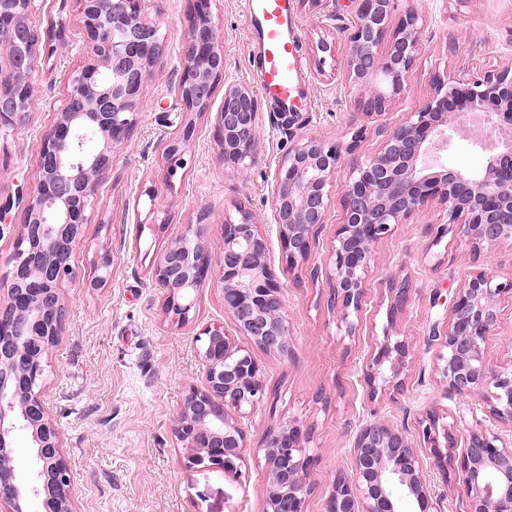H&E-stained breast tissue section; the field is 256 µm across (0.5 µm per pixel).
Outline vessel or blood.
<instances>
[{"instance_id":"obj_1","label":"vessel or blood","mask_w":512,"mask_h":512,"mask_svg":"<svg viewBox=\"0 0 512 512\" xmlns=\"http://www.w3.org/2000/svg\"><path fill=\"white\" fill-rule=\"evenodd\" d=\"M255 46L258 91L279 112H301L307 98L301 67V24L292 0H244Z\"/></svg>"}]
</instances>
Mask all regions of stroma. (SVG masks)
Listing matches in <instances>:
<instances>
[{
    "instance_id": "stroma-1",
    "label": "stroma",
    "mask_w": 512,
    "mask_h": 512,
    "mask_svg": "<svg viewBox=\"0 0 512 512\" xmlns=\"http://www.w3.org/2000/svg\"><path fill=\"white\" fill-rule=\"evenodd\" d=\"M302 27V62L309 109L295 123L282 122L260 102L257 160L245 173L225 169L212 138L213 114L196 119L186 165L166 180L163 149L175 136L183 112L175 87L187 42L188 0H146L144 9L161 25L168 52L162 73L141 91L140 120L129 143L117 150L102 180L90 224L75 244L71 263L90 273L96 254L111 251L112 276L99 289L65 285L67 321L48 357L43 396L56 423L74 476L77 512H265L270 484L264 469L267 435L284 426L300 427L309 463L307 512H324L338 472L350 471L351 443L358 425L380 418L417 434L418 422L436 411L456 439H463L477 398L449 399L428 345L433 325H447L449 307L470 276L483 271L495 282L512 281V241L474 251L460 227H448L446 211L430 202L422 213L395 225L373 249L365 275V298L355 331H348L329 304L331 254L338 224L344 221L342 189L354 159L336 173L326 222L313 261L318 277L289 269L275 232L271 201L274 175L293 139L339 141L353 124L368 132L356 159L378 152L380 124L406 121L437 79L468 83L478 74L512 69V0H396L391 24L406 10L418 12L423 41L407 78V90L387 114L365 120L357 109L362 87L345 79L348 30L357 0H293ZM60 0H44L33 22L46 30L57 20ZM67 13L68 41L53 56L38 55L34 78L38 101L26 121L0 132V197L31 189L39 177L41 138L53 124L68 91V77L83 61V32L75 5ZM213 22L224 46V76L255 85L249 58L251 39L241 0H213ZM336 40V58L324 73L314 67L319 39ZM250 210L270 239V261L285 296L291 351L269 352L243 336L225 312L220 292L200 289L189 321L164 311L165 290L152 261L188 225L205 219V243L212 259L223 247L221 226L237 206ZM158 222L156 231H140ZM407 280L411 298L395 322H388L389 279ZM502 322L485 345L493 368L512 367V295L500 300ZM220 323L228 338L256 360L266 392L240 423L247 434L239 475L222 469L186 467L187 452L172 428L183 401L205 383L199 330ZM413 349L398 377L370 391L364 367L385 332ZM428 477L442 512H466L467 498L456 465L447 475L429 467Z\"/></svg>"
}]
</instances>
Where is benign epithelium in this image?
I'll return each instance as SVG.
<instances>
[{
	"instance_id": "7a95c632",
	"label": "benign epithelium",
	"mask_w": 512,
	"mask_h": 512,
	"mask_svg": "<svg viewBox=\"0 0 512 512\" xmlns=\"http://www.w3.org/2000/svg\"><path fill=\"white\" fill-rule=\"evenodd\" d=\"M84 33V61L68 79V93L40 148V174L28 191L0 201V217L17 209L20 230L8 270L0 275V503L7 512H75L72 471L60 433L43 398L48 357L64 331L66 308L61 288L67 283L101 288L112 275V252L97 254L90 276L72 264L73 247L89 223L103 174L112 155L130 139L142 108L143 85L166 64L159 23L142 9L144 0H75ZM394 0H358L357 20L347 35V78L365 88L358 109L366 118L386 114L391 101L406 91L408 73L421 47L418 13L408 10L395 29L389 19ZM37 0H0V46L8 67L0 69V130L23 122L36 103L34 58L45 45L30 23ZM336 39L316 45L315 63L323 72L335 58ZM224 75V48L213 23L211 0H190L187 48L181 66L179 98L184 114L181 135L164 155L168 179L184 167V155L196 131L195 118L209 112L217 81ZM84 108L72 111V102ZM479 112L497 128L501 140L488 151L479 170L430 160L448 131L467 114ZM258 100L252 87L224 84L213 140L224 168L243 173L255 162L259 130ZM367 127L351 132L347 143L316 137L297 140L275 173L272 201L278 238L288 264L318 275L311 258L330 203L337 170L364 140ZM379 152L356 164L342 192L344 222L336 230L331 256L330 305L342 320L362 308L364 275L374 245L392 226L419 214L428 202L445 206L448 225L459 224L475 251L512 240V73L485 74L470 84L436 80L433 91L408 120L377 127ZM222 224L224 252L212 263L206 249V225L188 226L153 261V275L166 290L165 311L181 323L189 320L200 288L220 291L243 335L263 349L290 351L286 303L268 261V237L251 211ZM393 322L410 299L404 280H389ZM512 294V282L496 283L484 272L473 274L453 304L448 326L433 327L437 361L448 397L478 396L492 418L512 419V369L495 370L485 344L501 323L500 298ZM205 386L186 395L173 428L190 451L187 467L207 465L237 473L246 433L232 413L245 415L264 394L259 367L245 350L232 346L220 325L200 330ZM409 356V344L385 335L366 364L372 391L397 375ZM473 424L457 458L468 502L467 512H512V439L485 425L471 411ZM28 438L31 465L15 464L14 448ZM438 469L448 473L454 447L448 426L429 413L419 421ZM445 444H440V441ZM353 467L334 479L324 512H433L426 466L406 430L381 419L362 422L352 441ZM307 465L301 432L290 424L270 435L265 469L271 484L266 512H306Z\"/></svg>"
}]
</instances>
